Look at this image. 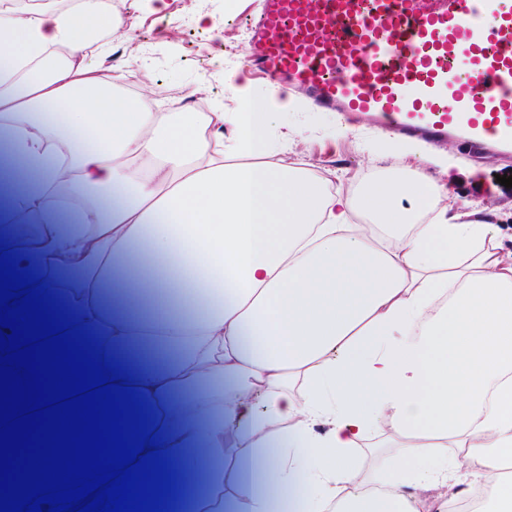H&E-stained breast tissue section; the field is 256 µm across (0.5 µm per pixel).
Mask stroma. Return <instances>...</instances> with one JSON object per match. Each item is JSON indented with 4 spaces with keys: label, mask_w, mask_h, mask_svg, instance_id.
Wrapping results in <instances>:
<instances>
[{
    "label": "stroma",
    "mask_w": 512,
    "mask_h": 512,
    "mask_svg": "<svg viewBox=\"0 0 512 512\" xmlns=\"http://www.w3.org/2000/svg\"><path fill=\"white\" fill-rule=\"evenodd\" d=\"M109 2L132 24L112 56L114 63L129 66L130 92L144 95L157 112L202 111L208 99L225 97L223 73L243 53L245 20L255 0H237L229 20L224 17L225 0H168L163 14L153 12L147 0ZM202 14L209 16L210 28L197 27L196 19ZM280 120L290 133L309 138L308 161L314 170L342 172V189L355 190L367 176V147L378 136V128L308 105L281 115ZM442 148L453 154L460 170L455 194L497 211L499 228L511 235L512 188L497 178L512 172V154L473 162L457 143L449 141Z\"/></svg>",
    "instance_id": "1"
}]
</instances>
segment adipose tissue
I'll list each match as a JSON object with an SVG mask.
<instances>
[{
  "label": "adipose tissue",
  "instance_id": "ef3b65f1",
  "mask_svg": "<svg viewBox=\"0 0 512 512\" xmlns=\"http://www.w3.org/2000/svg\"><path fill=\"white\" fill-rule=\"evenodd\" d=\"M104 0H0V212L24 266L152 402L193 512H448L512 459V251L380 134L331 192L263 98L155 112L113 64ZM111 37L100 40L103 31ZM387 467L359 450L380 424Z\"/></svg>",
  "mask_w": 512,
  "mask_h": 512
}]
</instances>
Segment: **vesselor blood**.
I'll return each instance as SVG.
<instances>
[{
	"label": "vessel or blood",
	"mask_w": 512,
	"mask_h": 512,
	"mask_svg": "<svg viewBox=\"0 0 512 512\" xmlns=\"http://www.w3.org/2000/svg\"><path fill=\"white\" fill-rule=\"evenodd\" d=\"M244 63L320 109L512 153V0H261Z\"/></svg>",
	"instance_id": "1"
}]
</instances>
